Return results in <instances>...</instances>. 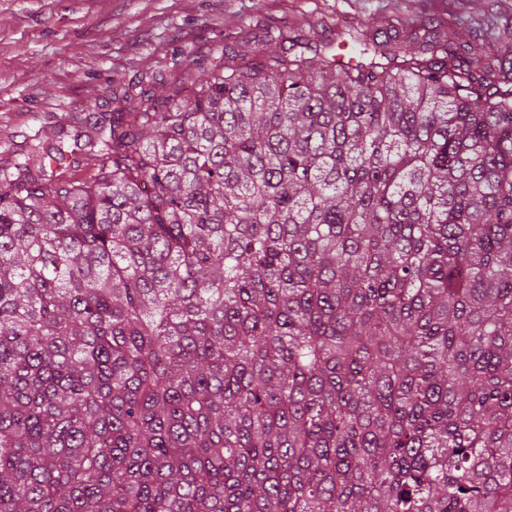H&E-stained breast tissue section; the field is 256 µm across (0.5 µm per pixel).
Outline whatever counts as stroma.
<instances>
[{"label": "stroma", "mask_w": 512, "mask_h": 512, "mask_svg": "<svg viewBox=\"0 0 512 512\" xmlns=\"http://www.w3.org/2000/svg\"><path fill=\"white\" fill-rule=\"evenodd\" d=\"M512 0H0V164L46 126L117 108L115 80L164 70L172 51L207 56L216 42L321 17L319 42L393 16H467Z\"/></svg>", "instance_id": "35a3bbf8"}]
</instances>
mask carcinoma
<instances>
[{
  "mask_svg": "<svg viewBox=\"0 0 512 512\" xmlns=\"http://www.w3.org/2000/svg\"><path fill=\"white\" fill-rule=\"evenodd\" d=\"M458 26L175 51L0 165V512H512V19Z\"/></svg>",
  "mask_w": 512,
  "mask_h": 512,
  "instance_id": "carcinoma-1",
  "label": "carcinoma"
}]
</instances>
